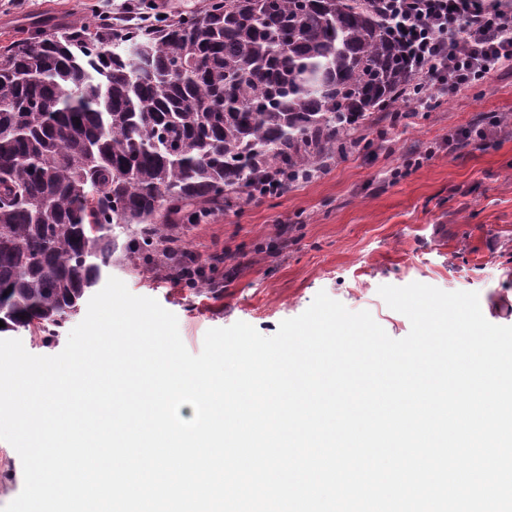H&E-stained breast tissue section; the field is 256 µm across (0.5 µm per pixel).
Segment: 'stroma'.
<instances>
[{
    "mask_svg": "<svg viewBox=\"0 0 512 512\" xmlns=\"http://www.w3.org/2000/svg\"><path fill=\"white\" fill-rule=\"evenodd\" d=\"M87 0H0V41L53 31L85 13ZM431 106L402 103L405 119L360 132L370 147L338 157L317 179L187 225L199 260L226 257L234 273L218 294H190L171 280L112 267L131 293L156 299L199 353L207 330L243 321L273 336L318 292L366 310L395 339L406 316L379 296L383 285L474 291L484 317L512 326V68L454 97L429 89ZM482 127L487 142L449 145Z\"/></svg>",
    "mask_w": 512,
    "mask_h": 512,
    "instance_id": "35a3bbf8",
    "label": "stroma"
}]
</instances>
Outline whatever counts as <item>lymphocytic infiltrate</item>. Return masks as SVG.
<instances>
[{"label":"lymphocytic infiltrate","instance_id":"lymphocytic-infiltrate-1","mask_svg":"<svg viewBox=\"0 0 512 512\" xmlns=\"http://www.w3.org/2000/svg\"><path fill=\"white\" fill-rule=\"evenodd\" d=\"M406 48L417 80L411 98L427 103V87L454 95L512 66V7L487 0H372Z\"/></svg>","mask_w":512,"mask_h":512}]
</instances>
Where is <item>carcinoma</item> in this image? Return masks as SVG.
I'll return each instance as SVG.
<instances>
[{
    "label": "carcinoma",
    "mask_w": 512,
    "mask_h": 512,
    "mask_svg": "<svg viewBox=\"0 0 512 512\" xmlns=\"http://www.w3.org/2000/svg\"><path fill=\"white\" fill-rule=\"evenodd\" d=\"M413 79L365 0H207L119 26L87 4L0 45V332L60 334L108 267L174 260L169 227L314 178Z\"/></svg>",
    "instance_id": "obj_1"
}]
</instances>
